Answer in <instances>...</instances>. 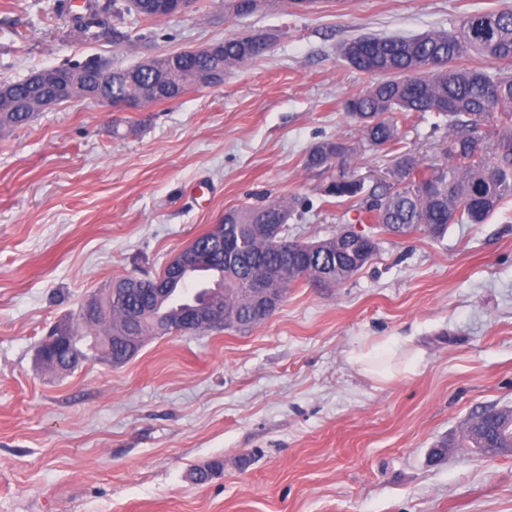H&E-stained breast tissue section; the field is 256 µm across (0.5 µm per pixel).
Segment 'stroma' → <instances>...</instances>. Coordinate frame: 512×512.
I'll use <instances>...</instances> for the list:
<instances>
[{
    "mask_svg": "<svg viewBox=\"0 0 512 512\" xmlns=\"http://www.w3.org/2000/svg\"><path fill=\"white\" fill-rule=\"evenodd\" d=\"M61 0H0V81L101 57L126 67L249 30L274 34L218 88L116 112L84 99L0 132V512H512V453L456 447L469 419L512 407V199L483 224L432 239L380 234L346 284L291 286L250 331L147 337L121 365L44 368L37 348L114 282L156 277L169 259L258 196H297L288 234L358 224L330 201L331 171L306 155L350 144L364 192L394 183V154L343 110L370 76L340 57L360 33L448 29L512 0H270L247 16L224 0L125 16L78 36ZM421 163L446 159L431 114L400 127ZM386 340L415 368L378 382L348 355ZM446 458L432 455L440 441ZM221 472L195 474L212 462Z\"/></svg>",
    "mask_w": 512,
    "mask_h": 512,
    "instance_id": "stroma-1",
    "label": "stroma"
}]
</instances>
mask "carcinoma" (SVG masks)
<instances>
[{
	"label": "carcinoma",
	"mask_w": 512,
	"mask_h": 512,
	"mask_svg": "<svg viewBox=\"0 0 512 512\" xmlns=\"http://www.w3.org/2000/svg\"><path fill=\"white\" fill-rule=\"evenodd\" d=\"M154 0H139L130 8L120 0H90L85 13L75 17L79 32L91 37L94 29L133 11L144 19H156ZM351 67L369 74L374 82L344 102L347 115L361 126L367 140L385 148L399 142V124L415 113H433L448 120L455 136L448 144V160L420 167L416 156L403 152L395 158V183L380 193L365 197L361 212L367 223L380 232L395 235L420 233L443 236L450 224H483L506 199H512V8L476 11L461 16L446 31L414 37H380L362 33L340 47ZM476 54L502 67L493 72L458 64ZM260 57L252 34L240 33L223 41L218 56H201L183 51L150 66L130 67L135 79L124 77L126 69L113 71L112 99H141L143 104H161L180 99L195 88L192 75L223 71ZM32 112L0 110V129L27 124ZM496 134L493 155H472L470 132L480 126ZM343 141L327 138L314 145L306 156L307 169L339 167L325 193L336 199L356 198L361 190L351 188L343 173L348 158L339 154ZM295 196L262 198L224 213V238H233L238 249L226 252L225 245L206 232L183 250L199 254L206 261L196 270L210 278L196 281L194 295L159 310L151 290L130 292L116 283L100 303L109 309L103 319H82L87 326L104 325L96 345L104 356L118 365L133 358L149 336L161 328L178 324L182 312L200 307L224 308L232 320L224 326L202 330L249 329L263 322L257 316L259 303L249 294L251 275L263 276L284 299L288 288L300 282L330 278L333 287L350 281L377 252L374 235L360 243L343 235L317 241L318 249L301 256L270 238L269 224H286L299 207ZM56 353L47 367L59 371L74 368L87 355L77 347ZM472 448H512V408L484 411L472 417L462 433Z\"/></svg>",
	"instance_id": "cac0c4a2"
}]
</instances>
